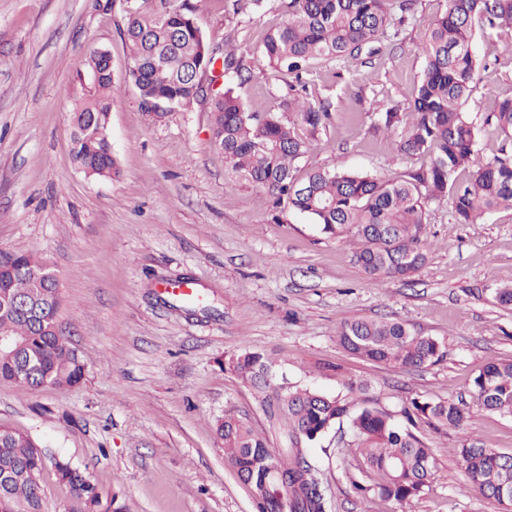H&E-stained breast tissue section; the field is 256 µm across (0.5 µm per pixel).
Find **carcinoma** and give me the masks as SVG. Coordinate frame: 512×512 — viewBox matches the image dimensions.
<instances>
[{
    "label": "carcinoma",
    "mask_w": 512,
    "mask_h": 512,
    "mask_svg": "<svg viewBox=\"0 0 512 512\" xmlns=\"http://www.w3.org/2000/svg\"><path fill=\"white\" fill-rule=\"evenodd\" d=\"M445 9L431 22L418 48L423 69L406 112L375 103L370 112L396 136L404 155L428 162L392 178H376L336 165L297 177V163L308 149L282 112L293 114L310 135L331 118L329 107L290 95L280 111L250 112L234 92V80L247 81L255 65L299 78L315 59L357 60L374 45L397 38L414 18L417 0H288V20L269 30L258 52H241L226 38L224 45L206 39L195 22L191 0H126L123 37L131 51L128 77L141 106L160 113L159 105L188 106L205 97L195 67L223 60L224 93L212 107V138L224 147L232 174L287 203L288 210L307 217L327 234L350 232L357 239L356 262L371 277L410 278L425 263L423 235L428 209L448 202L451 220L473 223L500 210H512V150L493 157L479 149L481 125L467 112L482 59L474 48L475 25L512 28V0H444ZM102 52L84 63L91 80L86 98L76 104L71 121L73 155L88 175L110 178L114 159L90 148V140L107 133L114 91ZM512 145V97L498 102L486 116ZM24 267L38 272L46 265L31 255L0 250V268ZM2 293H31L24 277L0 280ZM62 296L43 311L36 325L0 310V335L14 341L0 350V381L33 389L44 384L73 387L84 378L85 364L57 322ZM352 354L401 368L432 365L443 358L439 342L412 331L399 321L358 319L336 332ZM225 369L252 384L261 394L262 410L288 438L285 448H272L247 419L227 414L216 422L224 441L225 461L241 480L251 481L257 512H279L288 496L291 512H329V501L305 448L335 424L348 421L358 440L363 465L377 480L361 492L407 505L429 488L435 457L410 428L375 407L351 409L346 399L311 389L281 390L265 376L274 371L267 355L240 350L225 360ZM473 394L484 409L512 416V361L491 362L473 379ZM430 423L459 427L466 404L453 400H414L405 410ZM467 484L487 499L509 508L512 500L493 497L494 484L512 472V459L495 448L464 445L454 449ZM278 479H268V466ZM58 482L68 486L72 512H127L126 505L100 487L91 475L67 459L52 462ZM46 457L30 437L0 426V512H44L42 475Z\"/></svg>",
    "instance_id": "cac0c4a2"
}]
</instances>
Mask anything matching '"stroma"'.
<instances>
[{"label": "stroma", "mask_w": 512, "mask_h": 512, "mask_svg": "<svg viewBox=\"0 0 512 512\" xmlns=\"http://www.w3.org/2000/svg\"><path fill=\"white\" fill-rule=\"evenodd\" d=\"M282 0L226 18L224 0H196L198 26L214 43L228 33L256 50L286 18ZM443 0H418L397 41L371 61H316L303 79L310 101L332 117L298 169L338 165L389 177L422 161L375 129L372 98L405 108L423 59L418 53ZM121 0H0V250L30 253L55 273L58 323L85 363L76 387L32 390L0 381V424L35 439L47 457L86 468L129 512H256L249 488L224 459L215 423L246 418L274 448L287 441L263 414L256 391L225 372L226 355L267 354L279 381L330 396L351 395L401 417L412 400L469 399L492 361H512V306L493 290L512 284V211L456 224L433 205L425 265L410 279L368 276L349 235H326L248 181L230 175L212 145L211 97L155 119L126 71ZM512 29L477 35L488 66L469 102L484 116L512 97ZM110 52L117 90L109 136L119 173H83L71 154V113L88 90L85 59ZM287 87L255 74L238 93L250 111L272 109ZM188 278L200 298L164 294ZM399 320L441 344L421 368L362 359L336 339L341 323ZM366 384L348 393L344 379ZM433 449L428 490L408 510L365 481L348 423L308 450L330 512H501L468 488L454 448L484 445L512 454V417L471 405L461 428L416 420Z\"/></svg>", "instance_id": "1"}]
</instances>
